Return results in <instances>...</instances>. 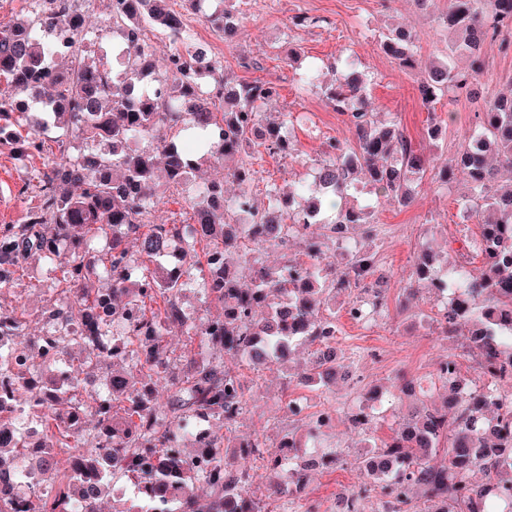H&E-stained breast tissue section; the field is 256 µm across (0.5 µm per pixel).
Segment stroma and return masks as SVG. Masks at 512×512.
<instances>
[{"mask_svg":"<svg viewBox=\"0 0 512 512\" xmlns=\"http://www.w3.org/2000/svg\"><path fill=\"white\" fill-rule=\"evenodd\" d=\"M244 15L240 34L234 43H226L221 33L189 14L185 23L193 39L208 44L225 72L239 80L264 78L275 82L279 95L269 101V112L291 113L289 128L292 144L288 157L259 153L254 167L256 181L251 194L256 204H266L265 190L276 185L288 190L303 181V162L321 158L323 144L331 138L348 145L356 139L343 116L332 108L324 89L333 84L332 66L350 58L368 77V93L378 120L396 121L413 142L431 149L434 155L451 157L467 138L475 123L481 101L442 96L434 107L423 105L418 85L420 71L400 69L387 55L381 36L389 26H402L415 38L421 59L441 58L447 52L448 35L437 18L448 9V0H432L427 9H419L414 0H237ZM310 17L311 25L296 28L291 19ZM483 67L477 85L497 92L512 91V49L499 43H486L482 50ZM317 62L320 75L316 86L306 87L302 73L310 62ZM448 117L437 146H430L426 130L432 116ZM43 168L36 156H18L10 144L0 145V224L23 223L36 198L26 192ZM468 192L463 179L448 185L436 182L433 171H426L417 181L414 200L406 207L394 199L378 195L371 225H354L352 243L361 250L375 253L377 276L382 281L384 320L373 329H364L346 315L347 303L361 296L351 288L337 292L328 303L335 312L339 332L335 347L348 374L338 378L330 389L296 382L297 374L308 368L314 348L299 346L287 368L272 367L256 372L241 359L228 363L238 369L249 386L248 406L236 424V433L245 438L258 437L267 446H278L282 436L291 432L305 436L306 419L289 416L285 396H301L311 409L329 403L336 408L334 430L322 436L318 444L323 452L335 454L334 468L311 473L308 501L317 503L319 512H335L339 496L362 491L361 512H380L376 491H363L368 481L358 462L375 445L390 441L401 422L416 404L414 398L401 394L397 385L407 379L428 389L432 403H440L441 390L431 383L440 362L458 352L460 337H448L433 322L439 303L431 288L420 289L415 297L406 290L417 255L424 245H431L442 262H463L471 273H479L482 261L474 252L462 249L463 240H476L480 226L476 220H464L461 201ZM391 397L393 405L374 411L367 425L354 427L349 417L359 406V397L369 390Z\"/></svg>","mask_w":512,"mask_h":512,"instance_id":"1","label":"stroma"}]
</instances>
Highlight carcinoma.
Listing matches in <instances>:
<instances>
[{"instance_id":"cac0c4a2","label":"carcinoma","mask_w":512,"mask_h":512,"mask_svg":"<svg viewBox=\"0 0 512 512\" xmlns=\"http://www.w3.org/2000/svg\"><path fill=\"white\" fill-rule=\"evenodd\" d=\"M32 19L0 25V141L15 146L19 156L37 154L44 170L32 186L38 198L23 224L0 225V336H20L27 310L6 302L15 294L28 267L48 271L56 279L60 298L45 306L43 316L56 322L55 334L34 336L29 344L0 342V474L8 469L24 478L31 444L19 416L29 415L42 435L36 455L52 482L48 498L23 499L0 487V512H65L68 499L87 488L85 512H98L114 479L147 485L149 496L128 498L121 512H234L245 506L249 470L258 458L266 470H281L279 450L258 438L230 441L214 425L231 429L237 422L235 405L247 404L241 376L224 357L241 356L255 369L288 361L296 347L317 346L319 357L300 382L326 388L345 373L332 343L336 314L322 307L336 292L363 284L377 270L375 254L348 251L346 270L323 262L324 247L340 245L355 224L371 223L367 202L350 203L357 174L373 190L390 194L406 206L411 185L427 167L448 183L461 176L469 193L463 217L481 226L476 244L481 273L473 276L462 264L435 267L431 248L418 255L413 282L431 284L448 275V311L443 315L448 335L463 337V355L481 372L492 364L512 367V187L496 188L502 174L512 180V94L485 95V109L475 114L476 130L451 160L436 162L422 154L396 124L379 123L369 110L366 79L355 87L331 85L326 90L334 109L346 117L356 136V148L339 140L326 142L322 164L333 189L316 197L311 185L300 182L288 192L267 189V204L253 205L250 187L257 171L250 162L255 148L286 157L291 152L288 114L271 117L262 106L278 96L269 80L240 81L215 65L210 92L202 91L183 14L171 0H118L112 21V59L88 63L81 47L89 36L84 14L63 0H40ZM185 10L224 31L237 23L235 0H220L219 10L205 9L206 0H182ZM448 0V12L437 17L448 31V59L431 62L423 72L419 92L432 106L451 93L470 98L481 68L483 43L512 32V0ZM58 25L70 35L64 56L73 59L61 70L53 58L59 48L45 34ZM159 31L172 49L155 57L149 33ZM383 50L400 67L418 66L414 42L398 27L383 35ZM465 57L460 69L451 63ZM240 157L231 170L242 193L225 197L224 181L195 183L193 173L203 163ZM187 192L193 223L200 233L182 241V225L152 221L169 190ZM300 210L325 225L323 239L302 238L311 263L298 272L293 263L282 268L265 265L240 284L250 255L266 247L263 239L245 231L234 219L237 208L253 209L252 225L264 229L270 214L280 222L296 221ZM182 244L180 266L160 276L159 253ZM200 280L203 298L221 307L211 317L193 323L181 297ZM112 305V336L105 347L94 344L102 331L101 312ZM179 326L191 349L173 355L164 336ZM206 346L209 355L198 357ZM78 347L77 364L70 367L64 389L67 407H58L61 394L49 392L56 362ZM107 368L106 397L85 388V371ZM437 382L451 389L440 408L414 410L392 439L376 453L399 462L390 473L360 468L379 484L392 487L395 506L388 512H408L416 492L429 503L426 512H512V440L502 431L512 425V412L491 408L499 395L489 390L467 398L462 393L457 356L437 370ZM168 386L166 403L156 401L159 383ZM195 419L208 428L213 463L201 476L184 450L195 444L181 422ZM72 448L68 470L60 471L54 448ZM236 449L240 466L224 461V448ZM321 461H294L288 466L292 482L304 481ZM486 482L472 479L475 471ZM201 482L210 490L202 504L193 493Z\"/></svg>"}]
</instances>
